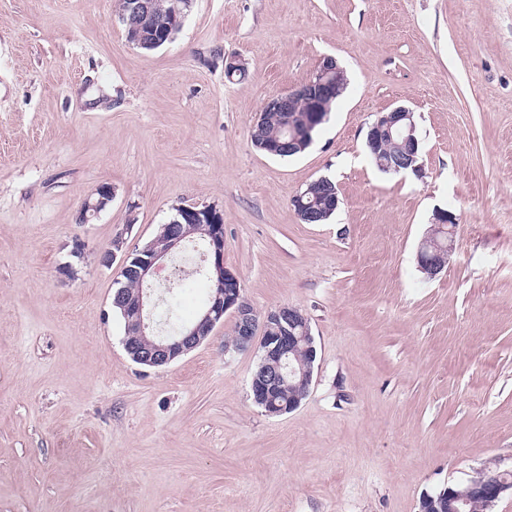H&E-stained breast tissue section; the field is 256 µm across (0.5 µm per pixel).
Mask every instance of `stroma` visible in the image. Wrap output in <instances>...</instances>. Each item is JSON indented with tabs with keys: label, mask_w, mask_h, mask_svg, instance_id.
<instances>
[{
	"label": "stroma",
	"mask_w": 512,
	"mask_h": 512,
	"mask_svg": "<svg viewBox=\"0 0 512 512\" xmlns=\"http://www.w3.org/2000/svg\"><path fill=\"white\" fill-rule=\"evenodd\" d=\"M117 0H0V512H418L475 470L512 471V0H193L174 40L128 43ZM336 57L349 85L313 144L252 128ZM247 76L228 81L225 58ZM414 113L422 176L366 135ZM331 178L340 206L291 198ZM111 205L76 221L86 196ZM224 215V265L258 314L308 317L313 384L273 416L234 316L169 366L124 348L122 259L177 206ZM458 222L444 270L417 250ZM82 260H72L74 242ZM73 264L74 276L62 272ZM153 326L210 298L195 261L152 278ZM336 189V184L330 178H327V180L312 181L301 192H306L307 195L305 198H309L315 207H319L321 204L323 205L326 198L336 194L335 197L331 200V206L333 208L336 207L337 210L340 205V198ZM303 198L304 193L299 192L291 199V203L302 223L321 224L328 221L335 213H326L325 209L322 208L321 211L323 212L322 215L324 217L321 219L318 209L315 207L312 208L310 204L304 202ZM317 221L320 223H317ZM112 189L109 186H99L93 190L82 202L78 215L77 223L86 224L90 216L98 215L112 203ZM433 224H439L445 232L449 231L450 236L446 244H433L425 238L418 251L417 261L419 268L429 277L439 274L447 260V256L452 250L453 238L456 232L457 220L455 215L448 210H438L433 215ZM450 227L447 229L445 227Z\"/></svg>",
	"instance_id": "obj_1"
}]
</instances>
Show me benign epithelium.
<instances>
[{
    "label": "benign epithelium",
    "mask_w": 512,
    "mask_h": 512,
    "mask_svg": "<svg viewBox=\"0 0 512 512\" xmlns=\"http://www.w3.org/2000/svg\"><path fill=\"white\" fill-rule=\"evenodd\" d=\"M127 10L145 21L155 18L153 0H127ZM348 84L346 69L334 56L321 59L313 77L300 87L279 94L268 100L274 109L287 112L293 100L306 104V111L312 113L313 121L306 122V134H311L316 125L324 120L323 104L327 98L341 96ZM385 142L398 143L401 152L384 164L389 172L422 173L419 162L420 142L416 137L413 112L405 106H397L379 113L369 127L367 146L372 152ZM112 203V188L100 186L93 190L82 202L76 223L85 224L89 217L104 211ZM299 219L304 224H315L321 219L318 209L304 202V194L297 193L291 199ZM181 222L164 225L165 249L157 250L150 246L123 259V273L134 277L141 285L132 295L122 290L115 293L114 304L126 320V336H136L139 341L125 342V349L131 359L147 368L166 367L180 356L199 346L214 328L224 323V314H234L233 343L235 350L257 348L260 358L252 374L251 392L254 402L264 406L272 415H280L296 409L309 393L312 384L316 348L308 318L297 307L281 305L259 316L242 296L238 277L224 267V219L222 213L210 206L196 204L180 205L176 208ZM197 224L209 239L208 263L205 273L212 286L209 303L197 320L171 336L155 334L151 322L149 280L158 269V262L173 250L182 246L185 239L183 224ZM433 223L441 228H449L448 242L440 245L429 240L422 241L418 251L419 268L428 276L439 274L452 250L457 220L448 210H438L433 215ZM304 344L309 364L302 368L290 359ZM298 379V391L286 405L275 403V395L288 385V381ZM512 491V478L502 473L484 476L480 473L441 490L436 495H424L419 512H467L475 501L484 508L491 507L507 491Z\"/></svg>",
    "instance_id": "7a95c632"
}]
</instances>
